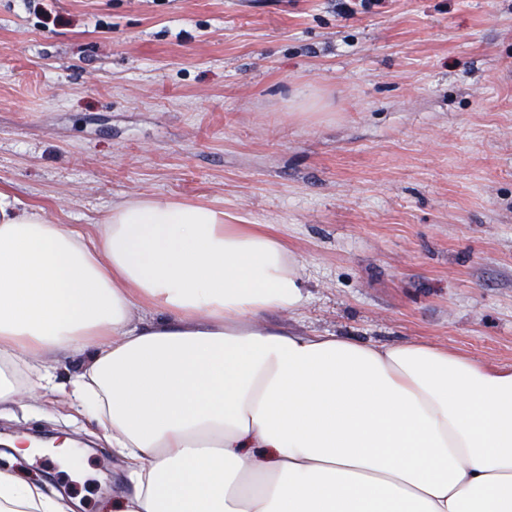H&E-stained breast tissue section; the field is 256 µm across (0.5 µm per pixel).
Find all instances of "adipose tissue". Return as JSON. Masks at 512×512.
<instances>
[{"mask_svg":"<svg viewBox=\"0 0 512 512\" xmlns=\"http://www.w3.org/2000/svg\"><path fill=\"white\" fill-rule=\"evenodd\" d=\"M304 299L273 225L138 198L91 232L0 189V412L90 413L132 485L102 512H512V364L267 324ZM66 509L0 471V512Z\"/></svg>","mask_w":512,"mask_h":512,"instance_id":"ef3b65f1","label":"adipose tissue"}]
</instances>
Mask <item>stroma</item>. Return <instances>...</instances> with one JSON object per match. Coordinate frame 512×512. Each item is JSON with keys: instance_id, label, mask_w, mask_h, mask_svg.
<instances>
[{"instance_id": "1", "label": "stroma", "mask_w": 512, "mask_h": 512, "mask_svg": "<svg viewBox=\"0 0 512 512\" xmlns=\"http://www.w3.org/2000/svg\"><path fill=\"white\" fill-rule=\"evenodd\" d=\"M0 188L62 224L139 197L271 224L306 299L268 322L512 364V0H0ZM24 397L0 443L93 440ZM20 461L100 512L109 448Z\"/></svg>"}]
</instances>
